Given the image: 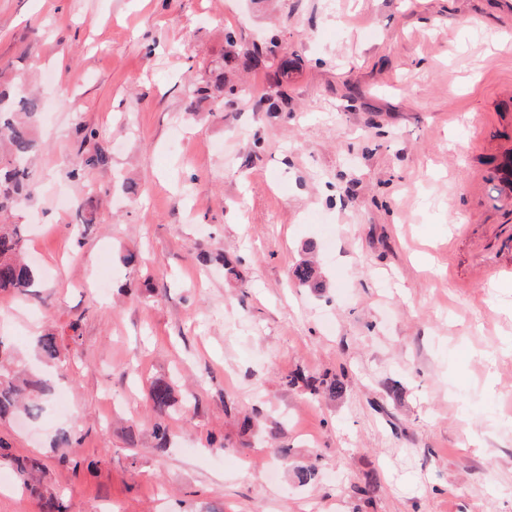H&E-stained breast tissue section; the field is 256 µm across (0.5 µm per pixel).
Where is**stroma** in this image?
Here are the masks:
<instances>
[{"instance_id":"obj_1","label":"stroma","mask_w":512,"mask_h":512,"mask_svg":"<svg viewBox=\"0 0 512 512\" xmlns=\"http://www.w3.org/2000/svg\"><path fill=\"white\" fill-rule=\"evenodd\" d=\"M228 28L277 39L288 82L186 114ZM1 63L41 94L43 149L5 216L41 276L0 293V338L69 410L0 418V512H512V0H0ZM81 124L109 163L75 183ZM36 349L45 361L58 363L61 367H64L65 359L61 358L57 337L53 333L40 336L36 342ZM149 397L153 410L158 417V421L155 423L154 432L159 442V447L162 449L171 437V433L164 423V417L176 402L174 388L166 381L156 382L150 389Z\"/></svg>"}]
</instances>
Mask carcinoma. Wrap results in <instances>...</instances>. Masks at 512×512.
Here are the masks:
<instances>
[{
    "label": "carcinoma",
    "instance_id": "obj_1",
    "mask_svg": "<svg viewBox=\"0 0 512 512\" xmlns=\"http://www.w3.org/2000/svg\"><path fill=\"white\" fill-rule=\"evenodd\" d=\"M225 49L206 73L203 84L185 89L186 108L189 115L197 112L205 100L224 103V98L236 96L242 89L227 79V74L238 69H266L273 72L277 81L288 79V55H276L266 46H254L242 51L238 48L236 34L224 32ZM6 70L0 69V213H6L31 200L34 182L29 162L40 144L36 139V125L43 111V102L38 93L17 90L3 79ZM108 156L100 148L91 155H78L70 164L68 174L73 179L81 178L90 166L106 163ZM25 239L15 224H0V292L26 294L35 284V271L24 260ZM294 279L302 286L321 287L315 267L309 262L297 265L292 271ZM38 354L47 362L65 365L61 358L57 337L52 333L40 336L36 342ZM11 357L7 343L0 339V417L17 411L33 419L43 411L48 384L43 380L19 381L5 365ZM150 401L158 417L155 436L159 447H164L171 433L164 417L176 402L173 386L159 381L150 389Z\"/></svg>",
    "mask_w": 512,
    "mask_h": 512
}]
</instances>
